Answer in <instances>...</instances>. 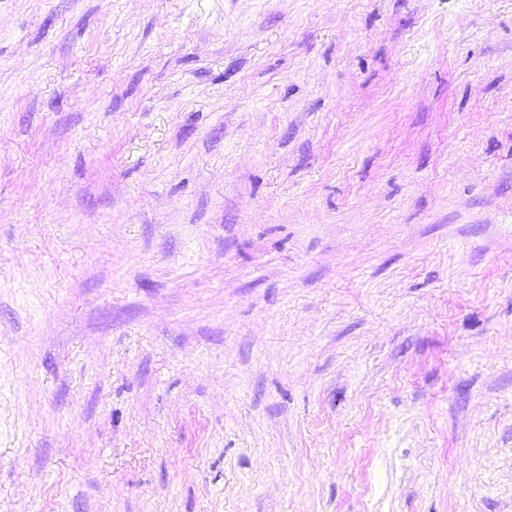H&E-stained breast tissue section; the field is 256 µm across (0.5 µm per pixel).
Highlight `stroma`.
I'll return each instance as SVG.
<instances>
[{"label":"stroma","mask_w":512,"mask_h":512,"mask_svg":"<svg viewBox=\"0 0 512 512\" xmlns=\"http://www.w3.org/2000/svg\"><path fill=\"white\" fill-rule=\"evenodd\" d=\"M0 512H512V0H0Z\"/></svg>","instance_id":"1"}]
</instances>
